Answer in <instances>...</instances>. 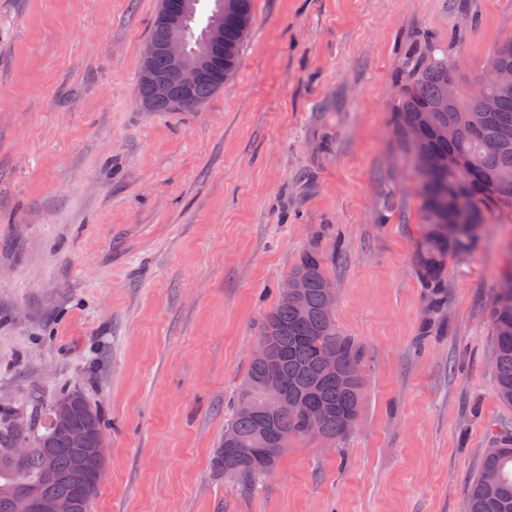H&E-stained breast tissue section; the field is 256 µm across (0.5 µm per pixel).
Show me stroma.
<instances>
[{"label": "stroma", "mask_w": 512, "mask_h": 512, "mask_svg": "<svg viewBox=\"0 0 512 512\" xmlns=\"http://www.w3.org/2000/svg\"><path fill=\"white\" fill-rule=\"evenodd\" d=\"M159 0H0V423L79 390L106 424L91 512H465L512 407L492 369L512 206L448 260L421 336L420 196L394 137L431 46L471 93L512 0H252L239 68L194 112H147ZM317 250L365 405L246 486L224 411L291 267Z\"/></svg>", "instance_id": "obj_1"}]
</instances>
